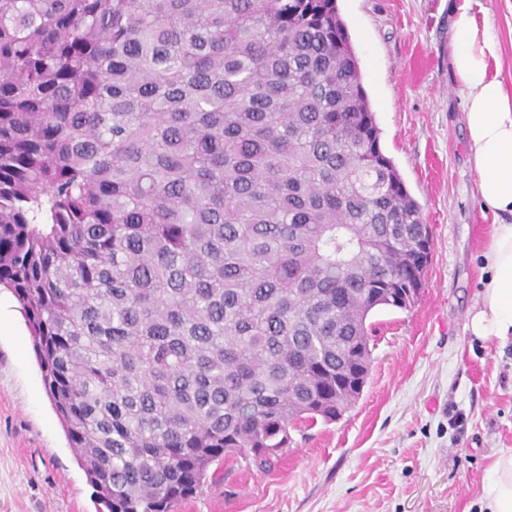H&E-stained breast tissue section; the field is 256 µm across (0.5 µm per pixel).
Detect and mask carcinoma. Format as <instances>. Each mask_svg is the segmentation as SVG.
<instances>
[{
	"instance_id": "carcinoma-1",
	"label": "carcinoma",
	"mask_w": 512,
	"mask_h": 512,
	"mask_svg": "<svg viewBox=\"0 0 512 512\" xmlns=\"http://www.w3.org/2000/svg\"><path fill=\"white\" fill-rule=\"evenodd\" d=\"M431 245L337 0H0V286L106 512L340 418Z\"/></svg>"
}]
</instances>
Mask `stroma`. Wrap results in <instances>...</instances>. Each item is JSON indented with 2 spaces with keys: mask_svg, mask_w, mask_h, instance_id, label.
Listing matches in <instances>:
<instances>
[{
  "mask_svg": "<svg viewBox=\"0 0 512 512\" xmlns=\"http://www.w3.org/2000/svg\"><path fill=\"white\" fill-rule=\"evenodd\" d=\"M381 147L432 233L416 304L376 310L359 399L293 433L262 471L236 457L175 512H480L499 451L512 449V343L464 330L494 222L476 192L450 66L452 0H337ZM512 83V0H479ZM0 512H97L44 388L13 293L0 288Z\"/></svg>",
  "mask_w": 512,
  "mask_h": 512,
  "instance_id": "1",
  "label": "stroma"
}]
</instances>
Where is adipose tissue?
<instances>
[{"label": "adipose tissue", "instance_id": "obj_1", "mask_svg": "<svg viewBox=\"0 0 512 512\" xmlns=\"http://www.w3.org/2000/svg\"><path fill=\"white\" fill-rule=\"evenodd\" d=\"M476 0H459L451 29L450 61L463 101L471 167L483 211L495 222L483 253L487 275L466 313L468 336L485 344L512 341V85L491 69L499 43L479 24ZM483 491L487 512H512V451L489 466Z\"/></svg>", "mask_w": 512, "mask_h": 512}]
</instances>
